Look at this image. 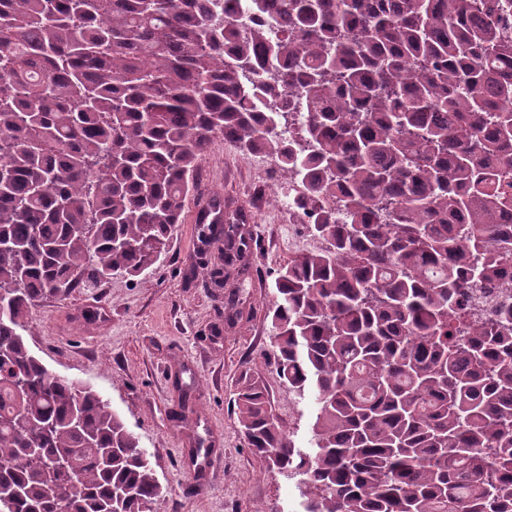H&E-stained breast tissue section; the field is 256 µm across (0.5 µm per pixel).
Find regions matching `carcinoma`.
Here are the masks:
<instances>
[{"label": "carcinoma", "instance_id": "1", "mask_svg": "<svg viewBox=\"0 0 512 512\" xmlns=\"http://www.w3.org/2000/svg\"><path fill=\"white\" fill-rule=\"evenodd\" d=\"M512 0H0V512H153L148 453L20 333L38 300L166 253L216 138L301 182L329 247L277 271L273 362L317 406L295 448L249 367L252 454L303 512H512ZM274 107L262 112L265 104ZM242 207L208 272L253 267ZM506 295H512L510 288H471L463 306L466 323L491 316L496 304Z\"/></svg>", "mask_w": 512, "mask_h": 512}]
</instances>
